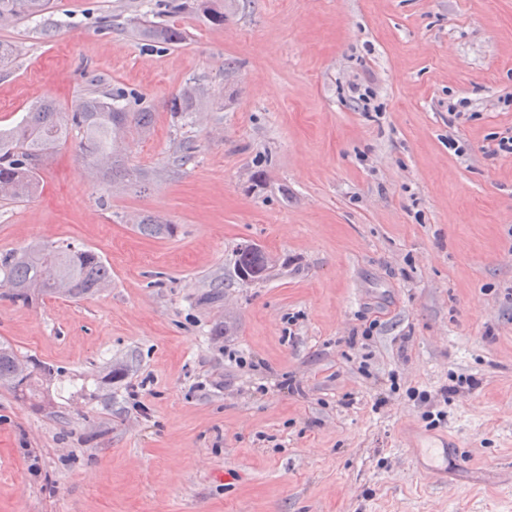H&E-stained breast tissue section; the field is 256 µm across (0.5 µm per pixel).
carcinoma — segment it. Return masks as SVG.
Returning a JSON list of instances; mask_svg holds the SVG:
<instances>
[{"instance_id": "obj_1", "label": "carcinoma", "mask_w": 512, "mask_h": 512, "mask_svg": "<svg viewBox=\"0 0 512 512\" xmlns=\"http://www.w3.org/2000/svg\"><path fill=\"white\" fill-rule=\"evenodd\" d=\"M49 0H0V23L16 18L35 17L48 9ZM155 14L178 12L192 7L208 22L224 25V0H155ZM139 36L156 44H176L182 32L161 22L144 19L137 26ZM201 92L188 86L171 102L173 113L186 115L198 110ZM151 112L142 108L132 112L119 95L95 92L81 97L68 112L59 111L44 101L26 112L10 129H0V199L25 200L39 190V171L49 151L67 140L70 132L81 133L79 150L86 170L116 183L129 176L120 151L119 140L134 127L145 133L151 126ZM140 230L149 236L173 233V225L146 220ZM238 271L254 280L266 277L268 260L260 252H237ZM0 276L11 288L14 301L27 303L34 292L78 297L107 287L111 271L93 250L63 241L50 248L33 246L21 252L0 256ZM18 355L9 347H0V382L24 396H40V381L46 369L31 371L24 380L15 379Z\"/></svg>"}]
</instances>
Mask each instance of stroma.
Wrapping results in <instances>:
<instances>
[{
    "mask_svg": "<svg viewBox=\"0 0 512 512\" xmlns=\"http://www.w3.org/2000/svg\"><path fill=\"white\" fill-rule=\"evenodd\" d=\"M150 9L0 27V127L92 88L152 112L121 143L142 181L85 175L74 133L0 200V254L68 240L112 270L31 305L0 281V344L53 370L35 404L0 385V512H512V0H224L156 46ZM411 434L465 467L422 471ZM139 36L156 44H176L182 41V32L162 22L143 19L137 26ZM200 102V90L194 86H188L173 97L171 108L175 114H191V112H197ZM237 266L239 273L245 277L250 276L252 280H263L268 270V260L260 252H237ZM433 441L434 444L423 448H441L444 456L441 465H431V467L442 470L446 475H448V469L454 470L462 467L465 464L466 461L463 456L455 452L454 448L457 446L453 442H449L446 437H442L441 439H434ZM448 448L451 449L448 450Z\"/></svg>",
    "mask_w": 512,
    "mask_h": 512,
    "instance_id": "1",
    "label": "stroma"
}]
</instances>
